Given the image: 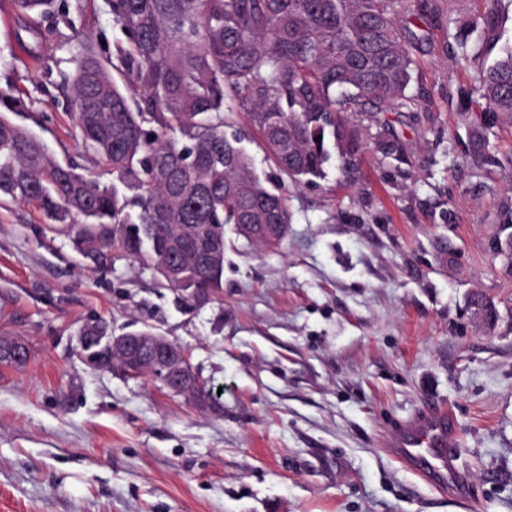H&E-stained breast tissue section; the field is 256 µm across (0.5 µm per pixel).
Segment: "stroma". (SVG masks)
I'll list each match as a JSON object with an SVG mask.
<instances>
[{
    "mask_svg": "<svg viewBox=\"0 0 512 512\" xmlns=\"http://www.w3.org/2000/svg\"><path fill=\"white\" fill-rule=\"evenodd\" d=\"M434 2L438 18L405 15L425 35L411 112L350 115V181L332 167L285 182L287 237L267 250L226 234L207 302L165 288L149 260L99 262L33 206L0 205V336L31 352L0 367V512H512V249H491L512 242V123L487 119L484 159L467 150L490 44L512 45V0ZM67 3L39 58L19 61L23 18L0 0V90L21 102L13 121L95 175L62 74L78 35L104 55L125 35L108 0ZM98 319L185 348L211 408L91 361L81 337ZM432 403L453 411L467 500L383 446Z\"/></svg>",
    "mask_w": 512,
    "mask_h": 512,
    "instance_id": "1",
    "label": "stroma"
}]
</instances>
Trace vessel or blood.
<instances>
[{"label": "vessel or blood", "mask_w": 512, "mask_h": 512, "mask_svg": "<svg viewBox=\"0 0 512 512\" xmlns=\"http://www.w3.org/2000/svg\"><path fill=\"white\" fill-rule=\"evenodd\" d=\"M456 440L449 408L430 406L389 432L386 446L399 462L437 490L462 497L467 493L450 452Z\"/></svg>", "instance_id": "vessel-or-blood-1"}]
</instances>
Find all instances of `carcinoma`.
<instances>
[{"instance_id": "1", "label": "carcinoma", "mask_w": 512, "mask_h": 512, "mask_svg": "<svg viewBox=\"0 0 512 512\" xmlns=\"http://www.w3.org/2000/svg\"><path fill=\"white\" fill-rule=\"evenodd\" d=\"M15 3L30 17L32 42L18 43L32 55L55 0ZM111 8L126 44L102 60L79 40L63 86L81 144L112 179L59 162L0 113V200L71 225L78 246L105 263L114 250L148 258L172 291L212 294L224 278V262L209 264L204 251L168 277L173 240L222 247L238 224L290 223L288 198L256 173L245 131H224L230 116H242L275 168L301 183L325 178L333 159L341 175L353 169L349 114L414 101L421 38L398 20L404 0H111ZM479 79L488 108L511 120L512 46ZM131 88L139 98L129 99Z\"/></svg>"}]
</instances>
